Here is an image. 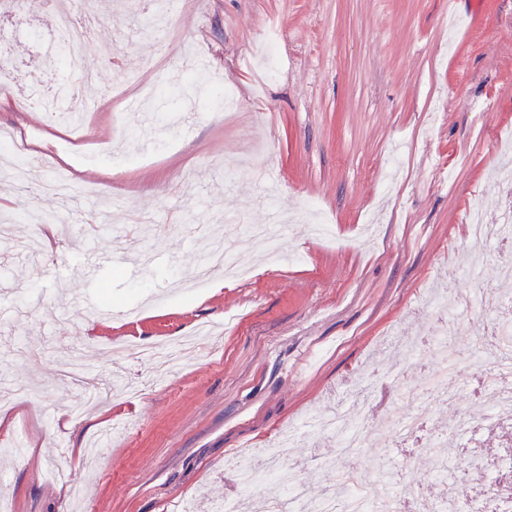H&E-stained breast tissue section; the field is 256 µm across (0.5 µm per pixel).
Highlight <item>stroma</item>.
I'll list each match as a JSON object with an SVG mask.
<instances>
[{"label":"stroma","mask_w":512,"mask_h":512,"mask_svg":"<svg viewBox=\"0 0 512 512\" xmlns=\"http://www.w3.org/2000/svg\"><path fill=\"white\" fill-rule=\"evenodd\" d=\"M101 33L69 66L52 68L48 0H0L11 69L0 75V128L41 143L28 183L67 167L77 206L0 184V494L10 512H198L234 494L228 459L297 429L291 460L332 456L336 443L301 433L311 411L371 422L397 402L388 375L408 335L426 338L436 291L502 292L501 250L488 245L479 280L462 272L465 218L504 220L507 189L492 173L512 150V0H92ZM278 39L275 66L262 49ZM207 55L211 84L236 97L225 109L187 61ZM90 112L99 151L78 156L23 95L59 82ZM403 156L386 176L394 143ZM67 226L53 246L64 264L31 256L38 215ZM278 224V263L257 239L239 240L243 279L213 273L190 287L210 237ZM124 251L143 274L89 283L95 256ZM95 295L98 314L78 299ZM214 326L197 356L164 363L143 347ZM121 340L132 350L103 357ZM78 356L90 376H119L81 418L59 379ZM372 380L368 401L356 393ZM482 425L452 447L471 495L512 447V425L489 418L483 394L435 404ZM121 434H111L114 420Z\"/></svg>","instance_id":"obj_1"}]
</instances>
